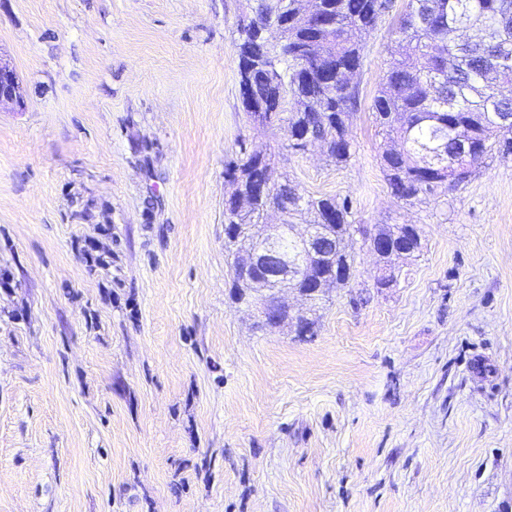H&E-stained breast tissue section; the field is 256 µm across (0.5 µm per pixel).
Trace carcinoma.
<instances>
[{
    "instance_id": "1",
    "label": "carcinoma",
    "mask_w": 512,
    "mask_h": 512,
    "mask_svg": "<svg viewBox=\"0 0 512 512\" xmlns=\"http://www.w3.org/2000/svg\"><path fill=\"white\" fill-rule=\"evenodd\" d=\"M334 16L329 27L300 15L298 0L267 6L251 0L250 16L240 25L236 44L239 83L253 93L278 99L273 112H250L259 128L287 137L288 147L304 152L314 142L325 146L340 166L351 158L348 137L351 112L359 104L357 86L329 81L335 69H360L363 39L394 8V0H329ZM280 11L288 21L286 42L257 35L270 12ZM461 26L473 34L456 42L449 35ZM391 59L371 111L382 133L392 142L381 155V165L391 193L405 203L448 185L457 166L453 152L454 129L469 126L475 135L473 168L494 150L512 153V96L502 93L512 86V55L492 60V46L503 39L512 43V0H406L392 32ZM276 65L280 82L266 86L264 66ZM228 182L245 187L265 184L271 194L249 207L224 212V223L259 229L270 204H280L278 188L288 178L277 174L267 153L253 151L224 171ZM313 215L312 223L327 224L334 235L332 260L323 263L325 274H335V284L352 276L355 255L349 206L334 197L299 195L288 215ZM379 236L409 239L421 249L416 225L377 224Z\"/></svg>"
}]
</instances>
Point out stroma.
Returning a JSON list of instances; mask_svg holds the SVG:
<instances>
[{"instance_id": "obj_1", "label": "stroma", "mask_w": 512, "mask_h": 512, "mask_svg": "<svg viewBox=\"0 0 512 512\" xmlns=\"http://www.w3.org/2000/svg\"><path fill=\"white\" fill-rule=\"evenodd\" d=\"M247 0H0V512H512V154L408 206L364 40L343 167L239 100ZM263 149L353 224L316 333L258 325L224 251L227 163ZM93 247L104 262L85 259ZM4 102L23 103L22 86L19 76L6 62L0 61V105ZM374 230L377 235L379 236H385V237H392L394 235H398V239H410L412 242L415 243L416 249L410 254L405 255H412L416 252H419L421 249V236L419 233V230L416 225L414 224H408L409 227L405 228V224H374Z\"/></svg>"}]
</instances>
